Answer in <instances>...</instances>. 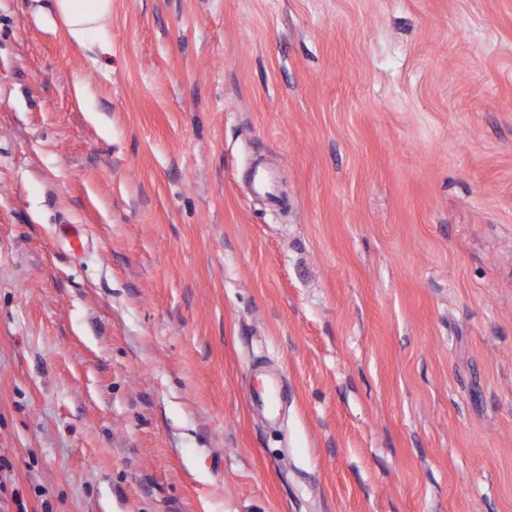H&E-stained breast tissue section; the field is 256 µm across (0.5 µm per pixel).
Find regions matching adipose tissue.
<instances>
[{
  "label": "adipose tissue",
  "instance_id": "adipose-tissue-1",
  "mask_svg": "<svg viewBox=\"0 0 512 512\" xmlns=\"http://www.w3.org/2000/svg\"><path fill=\"white\" fill-rule=\"evenodd\" d=\"M52 6L75 44L83 49L99 47L108 53L100 36L112 16V0H53Z\"/></svg>",
  "mask_w": 512,
  "mask_h": 512
}]
</instances>
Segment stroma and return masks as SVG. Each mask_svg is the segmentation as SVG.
I'll use <instances>...</instances> for the list:
<instances>
[{
	"instance_id": "35a3bbf8",
	"label": "stroma",
	"mask_w": 512,
	"mask_h": 512,
	"mask_svg": "<svg viewBox=\"0 0 512 512\" xmlns=\"http://www.w3.org/2000/svg\"><path fill=\"white\" fill-rule=\"evenodd\" d=\"M49 2L0 0L8 488L512 512V0H112L108 55Z\"/></svg>"
}]
</instances>
